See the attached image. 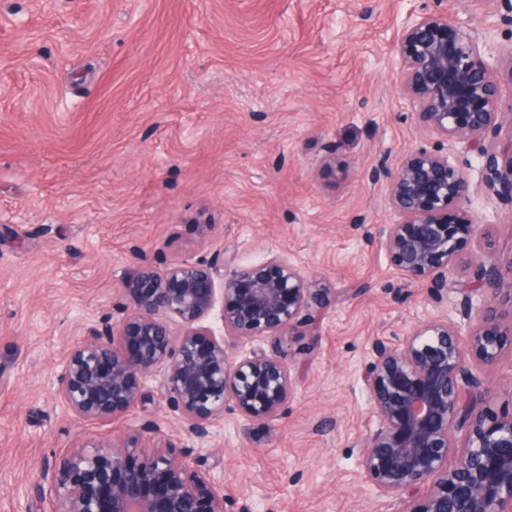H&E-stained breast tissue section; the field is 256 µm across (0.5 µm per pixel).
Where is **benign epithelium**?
Masks as SVG:
<instances>
[{"label":"benign epithelium","instance_id":"1","mask_svg":"<svg viewBox=\"0 0 512 512\" xmlns=\"http://www.w3.org/2000/svg\"><path fill=\"white\" fill-rule=\"evenodd\" d=\"M391 53L415 126L448 151L422 146L372 170L395 214L380 246L395 270L428 284L437 304L460 265L469 277L456 289L459 320L441 315L401 343L372 345L365 389L377 424L362 439L360 473L398 512H512V410L486 405L484 377L512 342V255L502 260L492 225L475 222L472 186L455 156L458 147L475 152L486 196L512 206V133L484 138L503 114L512 117V102L501 99L512 59L503 63L491 37L472 36L446 8L408 9ZM127 291L130 312L88 326L72 346L57 394L80 418H120L146 405V382L163 366L168 406L198 439L227 413L279 417L296 385L285 337L337 297L280 254L241 263L228 246L220 261L145 263ZM255 340L266 346L231 358V348ZM145 433L160 441L151 452L136 433L55 456L33 497L42 499L46 482L56 512H234L220 478L191 464L158 423Z\"/></svg>","mask_w":512,"mask_h":512}]
</instances>
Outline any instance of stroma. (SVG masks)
<instances>
[{
    "label": "stroma",
    "instance_id": "35a3bbf8",
    "mask_svg": "<svg viewBox=\"0 0 512 512\" xmlns=\"http://www.w3.org/2000/svg\"><path fill=\"white\" fill-rule=\"evenodd\" d=\"M444 3L512 51V11ZM402 0H0V512H28L55 455L148 421L214 468L246 512H396L367 486L377 420L362 375L373 341L401 342L453 306L391 268L394 215L371 170L418 146L390 43ZM459 164L477 223L512 255V209ZM214 234L201 238L197 224ZM283 254L340 296L285 342L294 395L270 423L225 416L184 436L156 370L147 411L73 417L57 371L84 329L119 319L143 262Z\"/></svg>",
    "mask_w": 512,
    "mask_h": 512
}]
</instances>
